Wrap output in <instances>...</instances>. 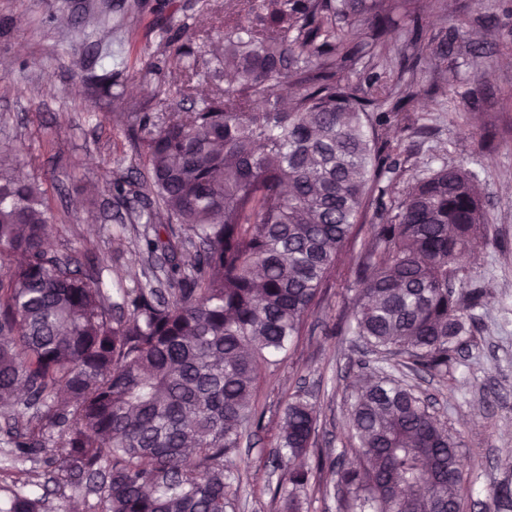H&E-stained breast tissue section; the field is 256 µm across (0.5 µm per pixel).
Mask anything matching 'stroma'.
Instances as JSON below:
<instances>
[{
  "mask_svg": "<svg viewBox=\"0 0 512 512\" xmlns=\"http://www.w3.org/2000/svg\"><path fill=\"white\" fill-rule=\"evenodd\" d=\"M231 0H0V159L36 180L54 220L58 254L102 264L110 287L141 278L143 229L135 200H115L107 183L142 178L132 131L143 112L163 115L165 91L181 81L175 54L180 26L196 32L197 59L208 56L207 33L220 29ZM395 23L382 65L391 87L410 85L411 113L423 125L391 131L401 171L386 200L404 196L442 165L466 161L479 175L489 242L477 243L459 276L486 291L476 330L447 377L406 374L461 435L465 459L462 512H488L490 492L512 486V0H388ZM421 36H412L413 16ZM417 44L415 71L403 67ZM109 76L111 93L97 84ZM120 101H112V93ZM354 254L341 260L343 280L326 290L278 367L259 379L266 427L233 460L237 512H278V473L268 462L274 420L289 395L305 390L318 409V445L339 455L350 408L348 367L356 359L347 334Z\"/></svg>",
  "mask_w": 512,
  "mask_h": 512,
  "instance_id": "obj_1",
  "label": "stroma"
}]
</instances>
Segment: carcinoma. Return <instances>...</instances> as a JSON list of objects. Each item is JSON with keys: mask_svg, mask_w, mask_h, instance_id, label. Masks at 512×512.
<instances>
[{"mask_svg": "<svg viewBox=\"0 0 512 512\" xmlns=\"http://www.w3.org/2000/svg\"><path fill=\"white\" fill-rule=\"evenodd\" d=\"M215 39L224 55L188 66L164 118L143 113L144 181L109 192L141 204L142 253L164 255L165 289L108 288L101 269L46 247L52 213L38 185L0 168V409L16 463L0 512H49V496L93 497L92 512H228L226 460L265 428L259 371L278 365L366 210L387 213L359 241L345 332L375 355L445 376L473 336L483 290L458 257L487 238L465 163L443 165L402 200L383 201L400 171L387 129L413 102L376 70L392 39L381 0H237ZM368 57L366 88L347 70ZM233 79L184 111L201 79ZM162 209L167 223L155 222ZM348 446L317 448L307 393L289 398L272 451L283 512L325 479L346 512L460 507V435L385 362L360 359ZM312 464H299L306 456ZM30 462L42 467L24 468ZM52 485L37 494L30 487Z\"/></svg>", "mask_w": 512, "mask_h": 512, "instance_id": "obj_1", "label": "carcinoma"}]
</instances>
